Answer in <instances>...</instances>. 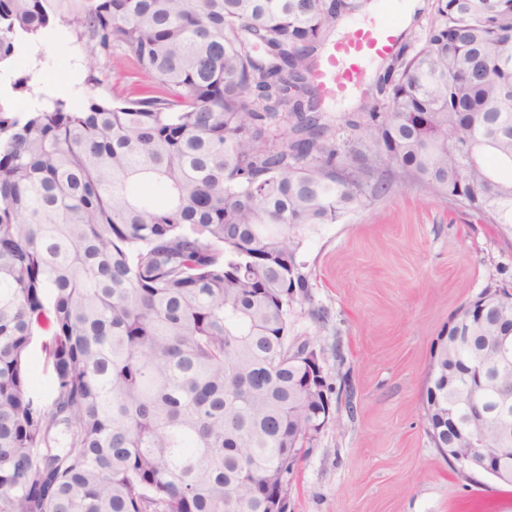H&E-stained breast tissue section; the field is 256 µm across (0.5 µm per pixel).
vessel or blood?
<instances>
[{"label":"vessel or blood","mask_w":512,"mask_h":512,"mask_svg":"<svg viewBox=\"0 0 512 512\" xmlns=\"http://www.w3.org/2000/svg\"><path fill=\"white\" fill-rule=\"evenodd\" d=\"M398 41L396 27L389 20L360 26L347 41L336 45L323 65L314 72L313 79L324 93H339L367 59L389 56L396 49Z\"/></svg>","instance_id":"1"}]
</instances>
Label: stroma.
Returning a JSON list of instances; mask_svg holds the SVG:
<instances>
[{"mask_svg":"<svg viewBox=\"0 0 512 512\" xmlns=\"http://www.w3.org/2000/svg\"><path fill=\"white\" fill-rule=\"evenodd\" d=\"M86 36L74 29L34 38L13 70L26 89L9 92L13 111L32 96L112 98L123 87L99 72L86 83ZM383 64L326 97L337 143L355 136L344 117ZM307 306L290 333L310 337L326 380L338 391L335 419L289 482V512H512V488L460 472L426 433L425 379L431 349L452 316L484 289L512 292V236L471 213L394 189L306 243Z\"/></svg>","mask_w":512,"mask_h":512,"instance_id":"35a3bbf8","label":"stroma"}]
</instances>
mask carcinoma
<instances>
[{"label":"carcinoma","mask_w":512,"mask_h":512,"mask_svg":"<svg viewBox=\"0 0 512 512\" xmlns=\"http://www.w3.org/2000/svg\"><path fill=\"white\" fill-rule=\"evenodd\" d=\"M0 0V62L56 23ZM361 0H87L66 25L129 92L0 104V512H269L333 410L303 391L310 236L412 183L512 234V0H436L339 145L310 80ZM512 294L462 306L432 389L495 374ZM44 355L47 383L31 357Z\"/></svg>","instance_id":"1"}]
</instances>
